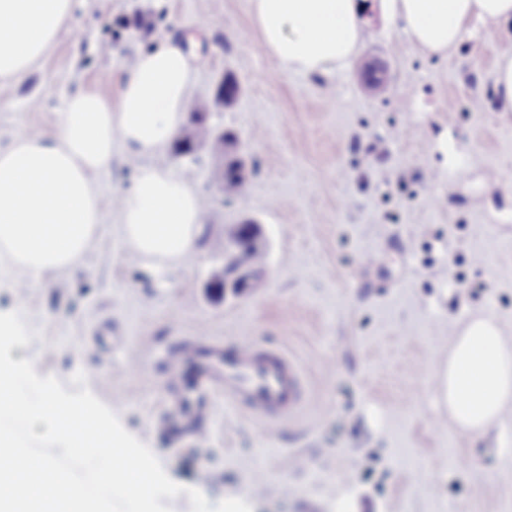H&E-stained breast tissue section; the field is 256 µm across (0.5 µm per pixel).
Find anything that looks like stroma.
Listing matches in <instances>:
<instances>
[{"mask_svg": "<svg viewBox=\"0 0 512 512\" xmlns=\"http://www.w3.org/2000/svg\"><path fill=\"white\" fill-rule=\"evenodd\" d=\"M364 2L368 39L351 67L325 77L265 55L248 0H74L76 35L21 81H0L1 149L29 130L53 136L71 93H116L125 65L169 39L190 41L202 60L189 106L212 99L225 75L241 87L207 124L236 135L244 194L222 193L209 149L158 158L194 171L207 216L195 260L155 275L109 220L58 287L0 275V313L21 312L33 333L11 357L71 393V377L87 374L184 486L170 512H191L190 488L252 512H336L342 501L356 512H512V431L472 438L434 426L445 417L435 374L458 325L488 314L512 343V112L492 73L512 31L481 28L448 57H428L379 0ZM198 19L205 28L189 29ZM247 219L262 227L267 260L242 298L213 300L205 285ZM143 336L156 350L129 367ZM190 336L276 341L305 373L306 405L271 430L218 393L209 431L174 442L160 374ZM106 364L102 386L91 375ZM288 456L297 463L282 468Z\"/></svg>", "mask_w": 512, "mask_h": 512, "instance_id": "1", "label": "stroma"}]
</instances>
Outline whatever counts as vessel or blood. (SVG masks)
Listing matches in <instances>:
<instances>
[{
	"mask_svg": "<svg viewBox=\"0 0 512 512\" xmlns=\"http://www.w3.org/2000/svg\"><path fill=\"white\" fill-rule=\"evenodd\" d=\"M189 368L197 378V393L192 398L183 391ZM163 379L174 392L166 410L169 427L194 435L206 427L209 393L230 396L273 426L296 415L307 396L296 360L277 344L251 339L238 340L227 347L206 341L185 344Z\"/></svg>",
	"mask_w": 512,
	"mask_h": 512,
	"instance_id": "1",
	"label": "vessel or blood"
}]
</instances>
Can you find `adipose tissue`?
Listing matches in <instances>:
<instances>
[{"mask_svg":"<svg viewBox=\"0 0 512 512\" xmlns=\"http://www.w3.org/2000/svg\"><path fill=\"white\" fill-rule=\"evenodd\" d=\"M262 50L283 71L304 76L347 69L366 27L359 0H248ZM410 46L447 56L475 25L512 28V0H382ZM73 18V0H0V81L22 79ZM196 68L174 41L140 53L113 97L70 95L57 133L27 132L0 149V263L14 278L56 287L78 267L107 216L98 180L115 153L137 159L114 212L127 250L155 271L190 263L204 230L189 179L156 164L178 136ZM438 398L455 432L480 435L512 405V344L487 315L457 328L435 375Z\"/></svg>","mask_w":512,"mask_h":512,"instance_id":"1","label":"adipose tissue"}]
</instances>
